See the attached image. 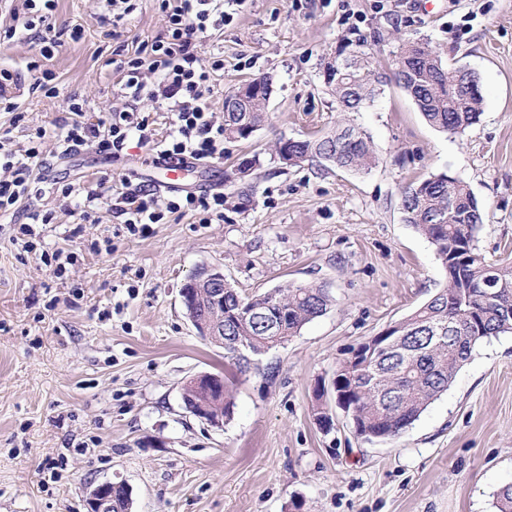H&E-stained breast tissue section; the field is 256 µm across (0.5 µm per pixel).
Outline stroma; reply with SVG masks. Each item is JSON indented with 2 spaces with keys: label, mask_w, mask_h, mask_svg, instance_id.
<instances>
[{
  "label": "stroma",
  "mask_w": 512,
  "mask_h": 512,
  "mask_svg": "<svg viewBox=\"0 0 512 512\" xmlns=\"http://www.w3.org/2000/svg\"><path fill=\"white\" fill-rule=\"evenodd\" d=\"M54 24L65 39L46 66L58 94L21 96L27 122L16 128L0 112L10 131L0 148L23 149L42 126L37 178L79 188L135 170L131 188L152 182L145 150L114 164L88 146L65 157L57 133L70 96L88 101L92 120L120 104L112 52L163 31L156 0H138L117 26L106 0H58ZM407 41L478 74V124L438 132L393 82L341 114L323 82L339 47L364 49L387 70ZM202 52L224 59L209 100L216 120L240 83L273 79L264 122L249 139L225 140L212 166L223 223L186 216L132 236L109 203L82 225L73 203L48 195L30 202L57 216L37 225L35 252L0 226V512H87L88 492L107 480L130 488L131 512H495L494 491L512 482V334L479 343L447 392L389 443L357 438L333 394L314 390L446 282L434 246L403 220V187L439 173L461 179L486 213L481 253L491 263L512 255V0H244ZM345 122L372 141L370 173L278 158V139H318ZM103 236L111 250L91 251ZM60 248L77 260L58 278L40 254ZM202 267L245 296L317 284L333 302L260 371L240 375L184 314L180 290ZM200 372L226 377L234 407L223 428L184 407L182 385Z\"/></svg>",
  "instance_id": "1"
}]
</instances>
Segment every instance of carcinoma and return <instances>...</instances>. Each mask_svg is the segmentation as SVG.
Masks as SVG:
<instances>
[{
  "instance_id": "obj_1",
  "label": "carcinoma",
  "mask_w": 512,
  "mask_h": 512,
  "mask_svg": "<svg viewBox=\"0 0 512 512\" xmlns=\"http://www.w3.org/2000/svg\"><path fill=\"white\" fill-rule=\"evenodd\" d=\"M336 52L327 63L326 81L345 112L373 102L385 77L365 52ZM395 79L429 125L458 134L477 124L482 114L481 87L471 85L460 68L450 67L428 42L402 44L394 59ZM224 137L243 139L260 126L268 100L224 98ZM294 165L319 158L338 169L366 173L378 156L370 137L353 125L331 135L298 140L290 146ZM401 212L435 248L447 275L446 285L411 314L393 323L389 346L377 354L353 353L336 369L332 384L345 398L356 435L367 443L396 439L428 406L448 390L475 346L512 333V265L492 264L477 248L482 209L468 186L441 173L405 187ZM332 297L320 285H288L252 297L224 284V357L239 373L259 368L260 356L287 343L301 328L326 313ZM256 307L262 316L244 318ZM497 512H512V483L494 492ZM131 494L115 490L112 512H130Z\"/></svg>"
}]
</instances>
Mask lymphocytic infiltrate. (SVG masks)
<instances>
[{"instance_id":"obj_1","label":"lymphocytic infiltrate","mask_w":512,"mask_h":512,"mask_svg":"<svg viewBox=\"0 0 512 512\" xmlns=\"http://www.w3.org/2000/svg\"><path fill=\"white\" fill-rule=\"evenodd\" d=\"M57 0H25L29 17L24 24L39 48L37 60L28 64L37 77L33 91L52 97L54 74L44 68L59 40L54 36L53 13ZM166 15L164 32L141 42L133 52L116 48L112 69L119 77L123 104L110 108L96 121L86 116V100L72 97L66 102L68 115L61 126L63 152L90 146L106 161L119 162L128 154L130 143L148 149L150 158L192 160L210 164L224 157V126L215 120L208 100L213 81L223 70L220 56L203 58L199 48L213 32L223 30L233 16L224 0H158ZM168 102L169 129L157 136L149 104ZM47 131L32 128L23 158L0 153V218L29 236L37 224H51V211L26 208L25 203L40 194L34 171L42 161ZM111 211L127 233H144L170 215L192 216L196 223L210 224L224 219V195L212 190L184 193L159 192L153 185L128 191L113 187Z\"/></svg>"}]
</instances>
